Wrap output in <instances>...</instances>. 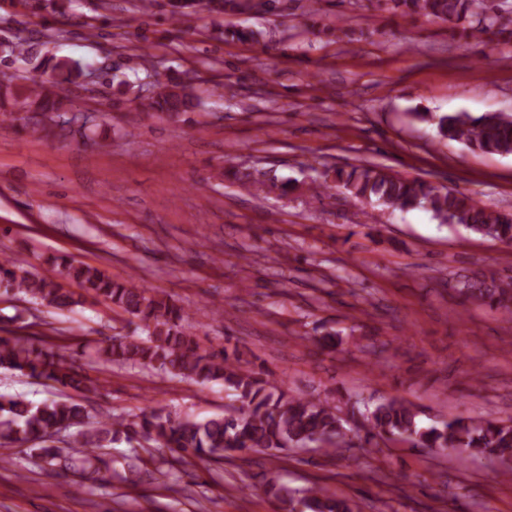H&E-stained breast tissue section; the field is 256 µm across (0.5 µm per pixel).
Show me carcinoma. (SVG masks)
Instances as JSON below:
<instances>
[{
	"label": "carcinoma",
	"instance_id": "obj_1",
	"mask_svg": "<svg viewBox=\"0 0 512 512\" xmlns=\"http://www.w3.org/2000/svg\"><path fill=\"white\" fill-rule=\"evenodd\" d=\"M394 9L448 23L466 20L470 37L507 31L512 20L503 22L497 0H390ZM56 84L72 82L80 74L78 61L58 60L51 65ZM149 107L154 112L178 114L195 107L192 94H177V85L156 78L150 84ZM18 102L29 118L14 121L26 129L53 133L67 130L85 136L86 128L70 126L73 110L67 97L37 82L19 97L12 79H0V107ZM416 120L430 124L441 140L460 142L471 150L512 155V114L467 112L414 113ZM322 187L339 188L350 197L374 203L388 210L424 209L441 224H461L469 231L512 244V213L478 205L469 195L439 188L420 178H407L377 165L336 168ZM59 274L72 281L81 293L64 288L58 281L21 268L15 259L0 257V286L25 303L49 312L72 311L86 297L103 301L141 324L144 336L131 339L114 336L97 350V361L112 365H146L172 377L198 384L221 382L236 396V404L212 418L181 420L154 411L100 421L84 429L90 419L87 403L100 396L107 381L91 378L75 364L74 355L64 349L35 344L29 336H0V368L18 372L46 383L71 388L72 397L39 404L21 396H0V447H22L38 452L40 459L62 475L70 473L79 484L103 479L109 469L104 449L121 441L137 444L149 456H158L159 467L169 470L190 464V459L224 460L227 450L254 448L279 453L290 448L316 446L327 456H336L358 446H379V441H400L414 448H428L437 454L453 453L459 460H498L504 469L495 477H512V419L475 420L456 417L430 426L417 421L414 407L397 398L372 406L344 402L332 405L320 399L290 395L275 379L262 376L244 365L237 352L200 346L191 331L188 315L167 296L139 285L133 278L115 280L96 266L77 262L69 256L56 258ZM466 301H477L512 320V277L502 278L475 271L458 281ZM80 428L82 440L75 449L52 445L53 437ZM180 455L168 458L166 449ZM269 492L288 505V512H362L351 497L312 485L291 492L273 481Z\"/></svg>",
	"mask_w": 512,
	"mask_h": 512
}]
</instances>
